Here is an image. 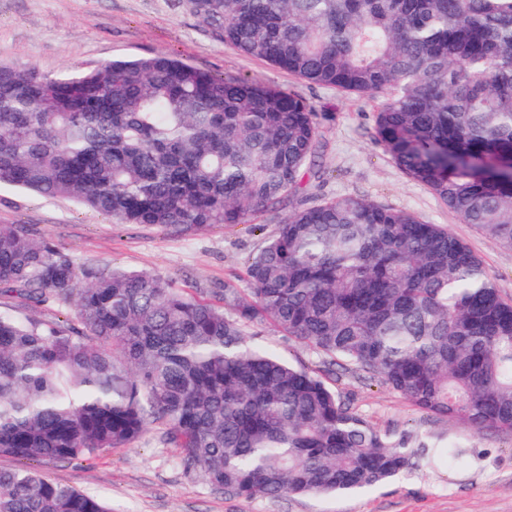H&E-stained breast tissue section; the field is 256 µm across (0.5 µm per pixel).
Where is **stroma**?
Listing matches in <instances>:
<instances>
[{
	"instance_id": "1",
	"label": "stroma",
	"mask_w": 512,
	"mask_h": 512,
	"mask_svg": "<svg viewBox=\"0 0 512 512\" xmlns=\"http://www.w3.org/2000/svg\"><path fill=\"white\" fill-rule=\"evenodd\" d=\"M165 53L218 77H235L307 100L316 111L323 147L288 206L249 223L171 235L140 224H115L67 197L40 196L0 184V224H23L64 247L77 265L161 275L205 298L233 282L245 288L244 266L274 235L291 209L325 198L358 195L447 226L482 260L502 296L512 299V250L463 223L385 152L376 133V104L296 78L226 44L190 0H0V64L46 74L93 68L112 59ZM250 334L296 365L320 358L265 324ZM327 384L370 424L411 444H458L462 457L419 465L372 488L347 495H225L188 476L164 425H151L126 448H106L85 462L54 460L39 469L51 480L103 501L111 512H512V434H473L464 425L423 412L364 373L339 371Z\"/></svg>"
}]
</instances>
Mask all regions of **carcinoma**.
<instances>
[{
	"label": "carcinoma",
	"mask_w": 512,
	"mask_h": 512,
	"mask_svg": "<svg viewBox=\"0 0 512 512\" xmlns=\"http://www.w3.org/2000/svg\"><path fill=\"white\" fill-rule=\"evenodd\" d=\"M224 42L380 100L379 141L463 223L512 249V0H191ZM322 148L303 98L159 54L45 75L0 66V183L171 233L247 224ZM231 284L81 267L0 224V289L68 305L0 312V512H109L31 466L88 461L168 426L189 473L250 500L349 494L446 448L394 442L314 371L248 334L268 324L333 365L476 433H512V300L440 224L356 195L289 213ZM18 299L9 293L0 294V311L11 313L21 319L31 318L48 323L65 320L70 310L66 306L49 303L36 308L18 306Z\"/></svg>",
	"instance_id": "carcinoma-1"
}]
</instances>
